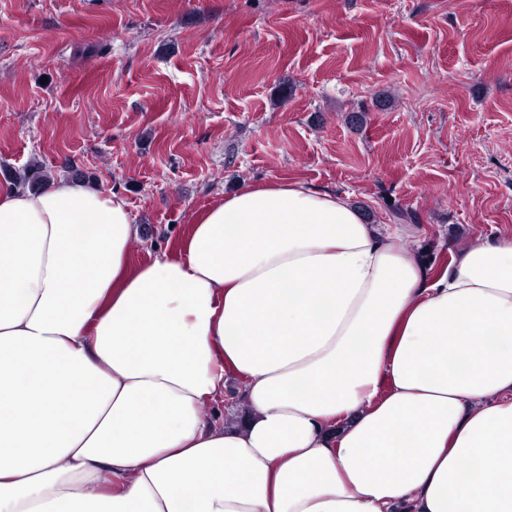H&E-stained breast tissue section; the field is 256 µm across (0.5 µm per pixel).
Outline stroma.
Returning a JSON list of instances; mask_svg holds the SVG:
<instances>
[{
	"label": "stroma",
	"mask_w": 512,
	"mask_h": 512,
	"mask_svg": "<svg viewBox=\"0 0 512 512\" xmlns=\"http://www.w3.org/2000/svg\"><path fill=\"white\" fill-rule=\"evenodd\" d=\"M33 163L124 197L135 262L293 180L444 264L512 229V0H0V183Z\"/></svg>",
	"instance_id": "obj_1"
}]
</instances>
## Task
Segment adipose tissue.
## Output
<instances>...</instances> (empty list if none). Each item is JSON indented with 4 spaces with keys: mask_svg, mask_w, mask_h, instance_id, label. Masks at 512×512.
Returning a JSON list of instances; mask_svg holds the SVG:
<instances>
[{
    "mask_svg": "<svg viewBox=\"0 0 512 512\" xmlns=\"http://www.w3.org/2000/svg\"><path fill=\"white\" fill-rule=\"evenodd\" d=\"M415 231L277 181L135 264L121 195L0 184V512H512V232Z\"/></svg>",
    "mask_w": 512,
    "mask_h": 512,
    "instance_id": "1",
    "label": "adipose tissue"
}]
</instances>
